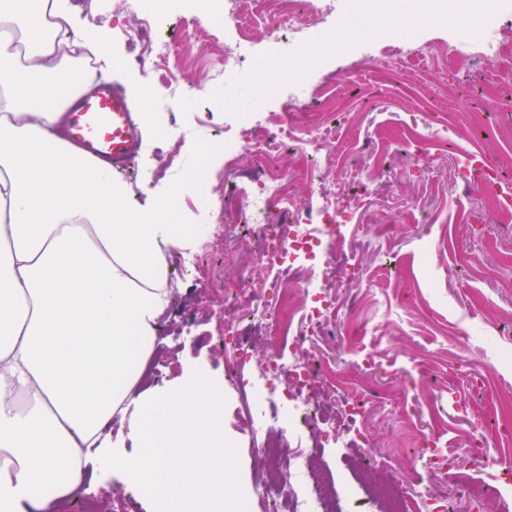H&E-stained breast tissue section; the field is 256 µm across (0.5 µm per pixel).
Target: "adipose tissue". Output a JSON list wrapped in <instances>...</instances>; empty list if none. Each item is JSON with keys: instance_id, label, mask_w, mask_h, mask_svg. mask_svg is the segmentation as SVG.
<instances>
[{"instance_id": "adipose-tissue-1", "label": "adipose tissue", "mask_w": 512, "mask_h": 512, "mask_svg": "<svg viewBox=\"0 0 512 512\" xmlns=\"http://www.w3.org/2000/svg\"><path fill=\"white\" fill-rule=\"evenodd\" d=\"M89 59L120 70L70 0H0V512H53L86 467L116 465L163 502L235 512L219 387L194 372L171 395L135 391L171 302L166 254L199 229L174 223L177 192L138 207L65 140ZM163 404L174 454L157 450ZM116 420L138 456L119 452Z\"/></svg>"}]
</instances>
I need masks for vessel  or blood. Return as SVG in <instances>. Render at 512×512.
<instances>
[{
  "label": "vessel or blood",
  "instance_id": "vessel-or-blood-1",
  "mask_svg": "<svg viewBox=\"0 0 512 512\" xmlns=\"http://www.w3.org/2000/svg\"><path fill=\"white\" fill-rule=\"evenodd\" d=\"M133 99V90L115 80H95L77 95L66 114L67 138L86 161L120 168L138 153L142 136ZM466 160L462 173L468 183L486 190L481 156L470 153Z\"/></svg>",
  "mask_w": 512,
  "mask_h": 512
}]
</instances>
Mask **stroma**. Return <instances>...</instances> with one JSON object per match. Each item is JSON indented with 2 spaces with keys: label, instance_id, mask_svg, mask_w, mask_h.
<instances>
[{
  "label": "stroma",
  "instance_id": "1",
  "mask_svg": "<svg viewBox=\"0 0 512 512\" xmlns=\"http://www.w3.org/2000/svg\"><path fill=\"white\" fill-rule=\"evenodd\" d=\"M74 26L100 31L113 54L124 61L123 80L147 82L149 73L134 59L123 34L134 26L120 0H71ZM167 21L158 35L172 48L170 66L181 83L192 85L198 106L182 113L176 98L158 100L180 134L171 141L159 133L143 159L135 160L122 179L141 207L179 187L176 223L212 226L209 244L171 248L174 285L170 316L183 330L180 349L161 368L159 388H176L185 368L223 378L224 436L237 475L235 488L244 512H269L256 487L260 468L248 436L239 429V394L227 380L229 366L245 362L259 370L269 351L264 340L240 350L224 340L225 282L237 271L224 262L222 223L214 214L224 207L225 184L239 174L224 161V114L207 102L212 88L204 55L223 45L224 24L196 18L190 0H167ZM498 38L507 47L502 58L482 60L470 72L451 64L415 76L411 91L385 88L377 67L355 70L337 66L335 89L350 114L344 134L331 152L337 178L347 168L370 170L377 185L344 225L348 250L363 278L341 290L337 302L343 319L332 334L317 340L314 352L328 383L339 396L366 405L360 422L366 458L385 460L398 484L413 497H425L429 512H512V439L495 427L500 402L512 397V369L499 352L512 351V216L494 207L472 214L479 197L457 183L465 152L489 158L512 156V96L490 85L512 62V29ZM501 106L486 126L472 128L474 114L489 100ZM412 112H447L462 139L434 145L433 170L402 180L411 163V148L400 140L398 122ZM174 159L180 176L152 172V165ZM208 172L207 204L194 197L190 180L199 167ZM429 217L421 225V217ZM482 433L488 462H475L471 441ZM325 463L350 488L348 512H380L359 474L349 471L335 445L322 450ZM107 512H162L163 504L142 495L109 472L90 482Z\"/></svg>",
  "mask_w": 512,
  "mask_h": 512
}]
</instances>
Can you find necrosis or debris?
<instances>
[{"instance_id":"4bbe7bcc","label":"necrosis or debris","mask_w":512,"mask_h":512,"mask_svg":"<svg viewBox=\"0 0 512 512\" xmlns=\"http://www.w3.org/2000/svg\"><path fill=\"white\" fill-rule=\"evenodd\" d=\"M207 10L223 5L225 22L233 23L237 36L213 48L205 61L210 84L218 86L248 65L257 42L248 21H260L265 47L286 51L300 42L326 33L337 23L344 0H202ZM134 13L131 37L140 46V57L154 62V80L164 93L183 94L184 88L171 78L169 43L155 35L159 20L139 5L124 0ZM512 23V7L500 11L479 35L469 39L449 36L436 42L425 31L409 36H390L379 52L361 44L341 52L351 68L367 64L381 55L385 82L400 85L409 77L408 64L438 59L447 51L457 70H468L477 60L500 55L498 24ZM333 77L316 67L299 84L281 89L273 101L264 102L243 116L237 139L224 143L228 162L242 173L238 184L224 191V211L239 217L238 227L254 237L256 250L244 255L225 248L224 258L238 265L239 274L224 297V333L240 336L249 332L265 340L269 356L258 371L239 370L233 380L241 399L237 417L250 432L255 457L267 476L259 492L280 503L282 512H340L341 491L332 473L314 465V452L292 448L278 425L277 411L259 416L256 404L264 392H276L286 382L292 416L308 432L329 425L331 435L345 439L347 446L363 447L365 435L356 422L362 403L349 401L326 390L325 382L312 368L314 355L307 343L335 327L339 316L336 291L362 278L357 264L348 259L345 240L338 232L356 210L371 181L354 177L349 190L328 188L330 174L319 156L307 157V179L316 206H297L288 196V169L279 159L291 146L306 143L331 145L341 129L337 102L331 95ZM404 130L414 148L412 171L428 170L434 161L430 151L439 130L424 116L412 115ZM275 272L273 280L260 281L257 270ZM304 298L305 312L296 316L295 301Z\"/></svg>"}]
</instances>
